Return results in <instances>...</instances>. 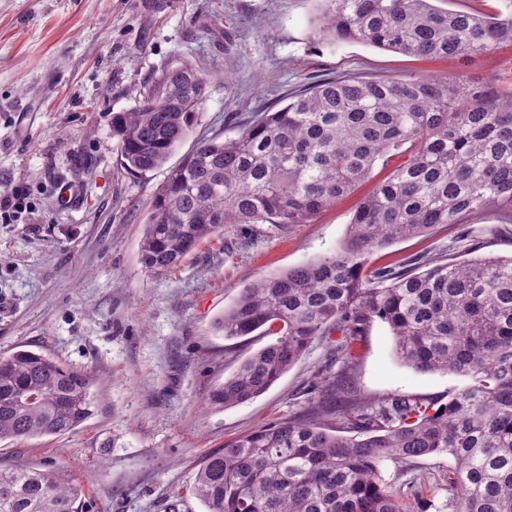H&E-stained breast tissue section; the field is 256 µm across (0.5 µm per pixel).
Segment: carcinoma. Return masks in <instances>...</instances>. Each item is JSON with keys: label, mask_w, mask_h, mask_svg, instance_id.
Wrapping results in <instances>:
<instances>
[{"label": "carcinoma", "mask_w": 512, "mask_h": 512, "mask_svg": "<svg viewBox=\"0 0 512 512\" xmlns=\"http://www.w3.org/2000/svg\"><path fill=\"white\" fill-rule=\"evenodd\" d=\"M318 29L413 57L471 59L512 45L507 15L442 10L432 0H322ZM209 75L193 64L145 85L138 106L112 114L121 168L165 166L198 121ZM397 165L358 204L333 253L239 289L214 321L231 340L269 342L210 392L222 411L266 392L320 336H342L340 372L312 403L209 453L191 494L208 512H400V474L428 455L454 460L450 512H512V256H422L368 268L370 256L439 225L512 210V93L458 78L322 79L272 111L242 119L236 136L200 138L148 201L139 252L172 271L226 224H307ZM388 324L397 357L421 373L468 379L435 403L362 402L345 390L352 345ZM92 377L49 354L0 358V441L70 433L91 415ZM82 490L60 469L0 470V512H83Z\"/></svg>", "instance_id": "carcinoma-1"}]
</instances>
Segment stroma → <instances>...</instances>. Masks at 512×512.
Returning <instances> with one entry per match:
<instances>
[{
    "label": "stroma",
    "mask_w": 512,
    "mask_h": 512,
    "mask_svg": "<svg viewBox=\"0 0 512 512\" xmlns=\"http://www.w3.org/2000/svg\"><path fill=\"white\" fill-rule=\"evenodd\" d=\"M320 0H0V357L41 350L94 379L91 416L75 431L0 442V468L64 467L85 492V512H206L190 494L200 462L224 443L299 414L340 370L339 334L309 352L253 401L202 413L211 389L257 343L227 340L212 322L239 288L335 251L370 181L307 224H228L173 272L153 275L139 256L147 202L166 169L143 176L117 163L112 115L133 111L145 81L192 63L210 82L194 139L235 136L241 119L284 105L328 77H458L503 86V51L471 60H420L354 41L321 39ZM76 199L60 205L61 185ZM512 254V211L494 209L376 251L379 266L428 255L462 261ZM347 385L378 402L447 401L465 385L421 374L396 356L387 324L356 345ZM419 461L411 512H448Z\"/></svg>",
    "instance_id": "stroma-1"
}]
</instances>
